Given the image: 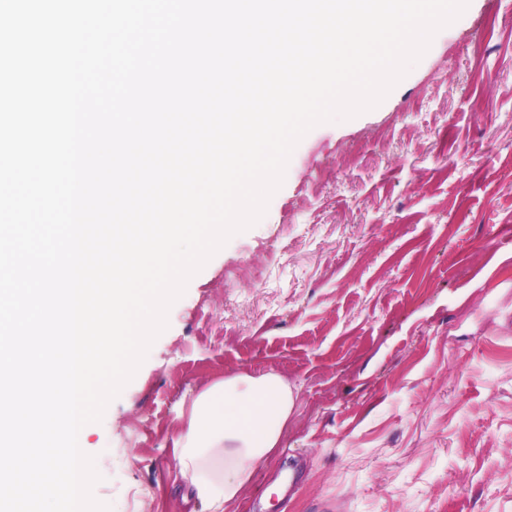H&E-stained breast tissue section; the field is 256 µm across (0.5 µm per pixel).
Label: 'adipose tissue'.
<instances>
[{
    "label": "adipose tissue",
    "mask_w": 512,
    "mask_h": 512,
    "mask_svg": "<svg viewBox=\"0 0 512 512\" xmlns=\"http://www.w3.org/2000/svg\"><path fill=\"white\" fill-rule=\"evenodd\" d=\"M294 402L288 384L273 373L227 377L195 396L173 454L180 480L207 512H226L275 453Z\"/></svg>",
    "instance_id": "obj_1"
}]
</instances>
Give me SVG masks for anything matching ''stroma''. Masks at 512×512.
Listing matches in <instances>:
<instances>
[{"mask_svg": "<svg viewBox=\"0 0 512 512\" xmlns=\"http://www.w3.org/2000/svg\"><path fill=\"white\" fill-rule=\"evenodd\" d=\"M241 373L295 406L236 512H512V0H469L380 105L302 138L85 426L94 498L189 512L174 440Z\"/></svg>", "mask_w": 512, "mask_h": 512, "instance_id": "1", "label": "stroma"}]
</instances>
